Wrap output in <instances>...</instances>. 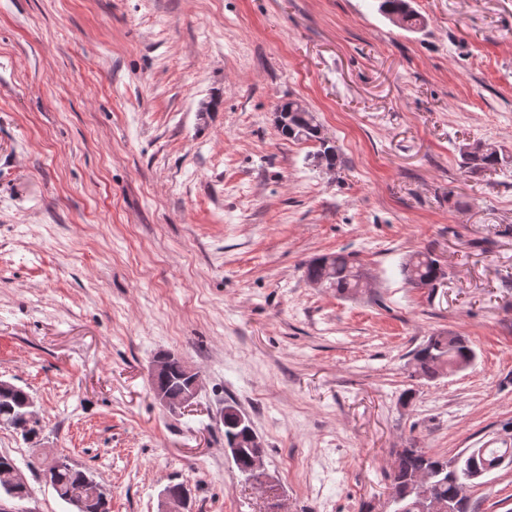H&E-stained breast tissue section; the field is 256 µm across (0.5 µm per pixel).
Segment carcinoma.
<instances>
[{
    "label": "carcinoma",
    "mask_w": 512,
    "mask_h": 512,
    "mask_svg": "<svg viewBox=\"0 0 512 512\" xmlns=\"http://www.w3.org/2000/svg\"><path fill=\"white\" fill-rule=\"evenodd\" d=\"M378 10L386 16H399L400 27L405 30L413 31L424 26V18L408 7L407 0H379ZM279 108L277 127L280 134L295 141L319 143L318 160L329 168L335 167L336 147L322 137L317 116L292 99L280 104ZM460 153L463 165L474 171L494 169L506 162L503 154L482 143L465 145L460 148ZM402 273L414 288L423 281L436 284L445 278L439 259L429 251L410 255L402 264ZM360 275L359 263L350 253L322 255L310 261L305 270L310 283L320 288H334L340 294L358 290ZM474 358L475 351L467 337L437 332L414 350V372L420 378L433 380L455 368L468 366ZM185 369V361L171 356L167 372L153 383V389L165 390L172 398H177L181 388L189 383ZM28 399L29 394L23 388L12 383L0 384V428L11 429L25 439L37 434L39 422L30 423L25 418L24 406ZM224 410V443L227 444L231 438L244 434L245 429L238 426L236 405L228 403ZM507 454L512 455V448H467L451 459L430 454L422 448L402 449L395 481L397 496L405 506L403 512H414L410 505L416 501L414 484L421 474L432 477L435 499L446 504L451 512H472L468 497L459 496L460 485L475 473L487 475L502 468L501 460ZM46 473L58 497L66 503L70 496L88 491L87 480L91 475L76 467L66 456L53 458ZM29 495L27 485L7 486L0 480V502L25 500Z\"/></svg>",
    "instance_id": "1"
}]
</instances>
